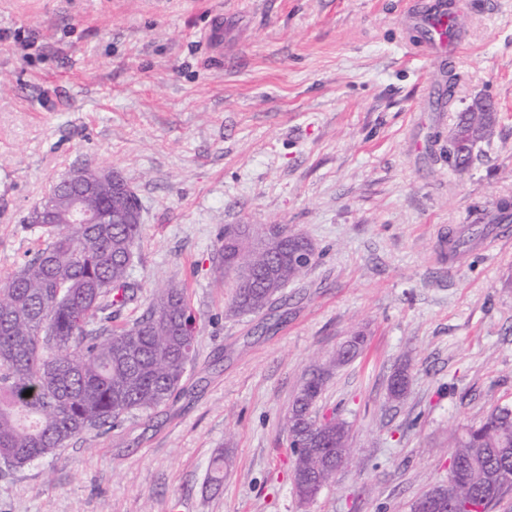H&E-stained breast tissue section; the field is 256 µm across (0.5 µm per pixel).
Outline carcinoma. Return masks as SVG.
Returning <instances> with one entry per match:
<instances>
[{"label": "carcinoma", "instance_id": "cac0c4a2", "mask_svg": "<svg viewBox=\"0 0 512 512\" xmlns=\"http://www.w3.org/2000/svg\"><path fill=\"white\" fill-rule=\"evenodd\" d=\"M497 121L495 113H460L448 137V163L457 172L469 168L474 147L490 139L484 130ZM90 204L119 213L109 187ZM488 217L495 224L511 221L512 201L497 200L475 223ZM141 227L139 218L131 224H39L43 246L0 286V463L6 469L58 454L134 411L166 403L181 388L196 343L183 288L158 290L142 315L110 326L112 310L134 298L129 270ZM262 230L238 224L234 234H224L219 255L224 271L234 272L229 317L273 305L264 288L268 275L284 288L304 274L288 259V239L268 249ZM324 375L321 368L312 371L288 408V434L301 444L295 489L302 500L333 482L339 469L335 445L320 439L319 431L346 423L313 412ZM408 387L407 372L395 371L389 398L400 400ZM505 469L512 472V409L506 406L456 435L448 490L476 502ZM223 481L219 453L210 462L209 482Z\"/></svg>", "mask_w": 512, "mask_h": 512}]
</instances>
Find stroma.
<instances>
[{"mask_svg": "<svg viewBox=\"0 0 512 512\" xmlns=\"http://www.w3.org/2000/svg\"><path fill=\"white\" fill-rule=\"evenodd\" d=\"M410 3L0 0V283L37 246L22 220L52 182L108 167L142 208L113 324L177 284L197 325L180 393L0 472V512H409L447 484L455 435L512 406V241L439 256L440 232L512 199V0H450L465 43L440 62L406 31ZM484 97L495 134L456 174L448 135ZM228 224L313 243L272 310L225 317ZM357 334L316 405L347 422L350 456L304 503L288 406Z\"/></svg>", "mask_w": 512, "mask_h": 512, "instance_id": "stroma-1", "label": "stroma"}]
</instances>
